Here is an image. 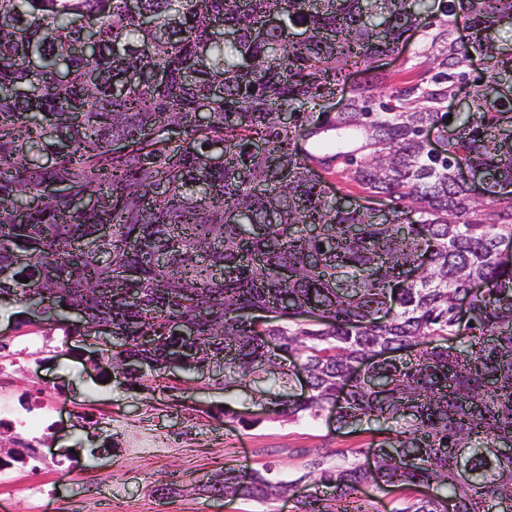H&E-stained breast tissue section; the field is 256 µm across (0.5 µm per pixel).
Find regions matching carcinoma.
I'll return each mask as SVG.
<instances>
[{"instance_id": "obj_1", "label": "carcinoma", "mask_w": 512, "mask_h": 512, "mask_svg": "<svg viewBox=\"0 0 512 512\" xmlns=\"http://www.w3.org/2000/svg\"><path fill=\"white\" fill-rule=\"evenodd\" d=\"M425 12V0H139L136 14L125 0H0V301L58 289L86 313L74 333L112 323L109 368L121 373L136 356L147 369L173 355L194 367L222 357L226 387L260 373L289 379L266 346L276 336L310 379L288 414L318 417L333 405L340 426L397 424L373 449L375 474L355 462L322 472L316 482L333 495L302 496L300 512H364L353 503L368 482L442 489L456 512H488L489 502L512 512V453L500 451L512 444V264L498 255L512 242V53L491 35L512 0H442L437 22ZM460 15L466 43L454 37ZM272 16L286 26L258 33ZM214 20L234 34L230 56L211 36ZM88 26L99 44L92 60L77 52ZM293 26L303 37L290 36ZM410 32L426 37L427 70L380 111L362 85L349 111L307 110ZM474 53L484 77L435 155L425 130L449 118L441 98L467 78ZM154 69L162 80L129 79ZM283 111L295 116L288 129ZM315 118L312 152L291 146ZM171 125L183 128L180 140L168 137ZM56 143L69 151L48 168L40 157ZM315 151L319 164L341 159L351 181L387 196L391 216L329 195L311 169ZM461 163L482 197L456 180ZM57 179L70 198L45 194ZM87 194L99 206L79 208ZM409 205L420 223L399 221ZM102 224L112 228L105 238ZM82 238L95 248L75 257L71 241ZM475 281L486 288L463 319L455 301ZM126 288L142 303H128ZM245 309H309L318 319L259 330L238 316ZM184 321L196 322L191 343L173 336ZM141 332L156 337L153 349L139 348ZM362 359L365 374L348 384ZM294 489L260 473L244 485L225 471L204 491L269 499ZM395 512H444V500Z\"/></svg>"}]
</instances>
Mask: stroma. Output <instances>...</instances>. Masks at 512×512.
Returning <instances> with one entry per match:
<instances>
[{
    "label": "stroma",
    "mask_w": 512,
    "mask_h": 512,
    "mask_svg": "<svg viewBox=\"0 0 512 512\" xmlns=\"http://www.w3.org/2000/svg\"><path fill=\"white\" fill-rule=\"evenodd\" d=\"M426 40L410 36L400 54L375 60L376 71L396 84L401 71L420 69ZM22 307L0 305V338L53 329L58 346L48 359L21 361L16 392L40 381L41 397L61 420L50 445L65 456L61 471H20L37 484L38 497L0 491V512H299L296 495L271 500L206 496L211 475L259 472L314 492L320 468L343 462L358 450V462L388 437L389 423L365 420L337 426L329 413L290 417L272 411L249 388H224L212 379L180 371L149 373L146 381L115 382L86 356L77 335L46 316L25 321ZM97 417L93 428L74 415ZM422 494L418 486L367 485L358 494L364 512H396Z\"/></svg>",
    "instance_id": "35a3bbf8"
}]
</instances>
